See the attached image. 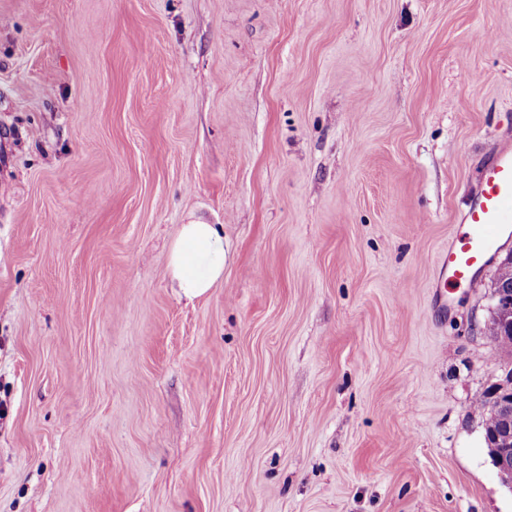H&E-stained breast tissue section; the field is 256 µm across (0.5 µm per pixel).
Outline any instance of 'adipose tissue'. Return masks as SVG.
Listing matches in <instances>:
<instances>
[{
	"mask_svg": "<svg viewBox=\"0 0 512 512\" xmlns=\"http://www.w3.org/2000/svg\"><path fill=\"white\" fill-rule=\"evenodd\" d=\"M179 293L193 300L205 295L224 274V237L216 225H181L168 262Z\"/></svg>",
	"mask_w": 512,
	"mask_h": 512,
	"instance_id": "obj_1",
	"label": "adipose tissue"
}]
</instances>
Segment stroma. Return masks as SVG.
Wrapping results in <instances>:
<instances>
[{"label": "stroma", "instance_id": "stroma-1", "mask_svg": "<svg viewBox=\"0 0 512 512\" xmlns=\"http://www.w3.org/2000/svg\"><path fill=\"white\" fill-rule=\"evenodd\" d=\"M502 144L512 0H0V512H512L434 268ZM179 294L188 300L205 295L224 276V233L215 224H183L168 262Z\"/></svg>", "mask_w": 512, "mask_h": 512}]
</instances>
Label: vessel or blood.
Returning a JSON list of instances; mask_svg holds the SVG:
<instances>
[{
    "label": "vessel or blood",
    "instance_id": "obj_1",
    "mask_svg": "<svg viewBox=\"0 0 512 512\" xmlns=\"http://www.w3.org/2000/svg\"><path fill=\"white\" fill-rule=\"evenodd\" d=\"M512 234V146L495 148L485 163L476 191L466 200L462 223L452 242L436 258L440 305L448 285L471 288Z\"/></svg>",
    "mask_w": 512,
    "mask_h": 512
}]
</instances>
